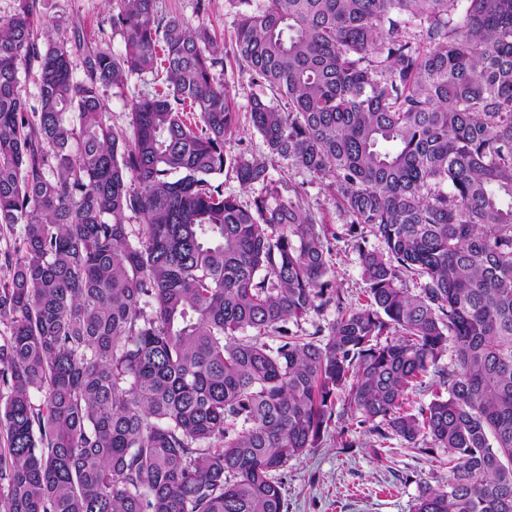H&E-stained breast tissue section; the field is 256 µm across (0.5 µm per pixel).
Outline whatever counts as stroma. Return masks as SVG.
<instances>
[{"mask_svg":"<svg viewBox=\"0 0 512 512\" xmlns=\"http://www.w3.org/2000/svg\"><path fill=\"white\" fill-rule=\"evenodd\" d=\"M40 15L46 28H59L63 37H71V26L77 23L87 41L105 39L113 52L123 49L120 36L111 30L112 9L106 0H41ZM152 89L153 78L146 75L131 78L127 89L105 91L103 102L111 125L128 129L134 101ZM268 165L272 180L299 186L317 222L326 234L335 236L333 280L346 306L362 304L367 285L335 194L324 180L280 158H269ZM338 432V427H331L318 447L290 462L284 480L288 512H412L420 483L438 486L448 481L443 453L426 455L397 439L382 448L362 429L352 435L354 447L342 448L336 441Z\"/></svg>","mask_w":512,"mask_h":512,"instance_id":"stroma-1","label":"stroma"}]
</instances>
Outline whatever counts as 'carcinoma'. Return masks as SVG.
<instances>
[{
	"mask_svg": "<svg viewBox=\"0 0 512 512\" xmlns=\"http://www.w3.org/2000/svg\"><path fill=\"white\" fill-rule=\"evenodd\" d=\"M16 2L0 17V226H22L0 281V512H288L289 463L336 418L448 455L414 512H512V0H225L230 52L209 0L196 26L106 0L119 55L77 23L39 40V0ZM226 60L259 87L268 153L383 244L358 246L366 304L335 288L300 189L224 152ZM145 74L163 88L113 127L104 91ZM226 170L266 195L224 194ZM329 306L327 333L289 328ZM432 372L447 395L415 401ZM225 0H211L210 10L206 23L211 31L219 37H224V45L227 49L232 48V39L234 35L235 19L234 14L225 6Z\"/></svg>",
	"mask_w": 512,
	"mask_h": 512,
	"instance_id": "carcinoma-1",
	"label": "carcinoma"
}]
</instances>
